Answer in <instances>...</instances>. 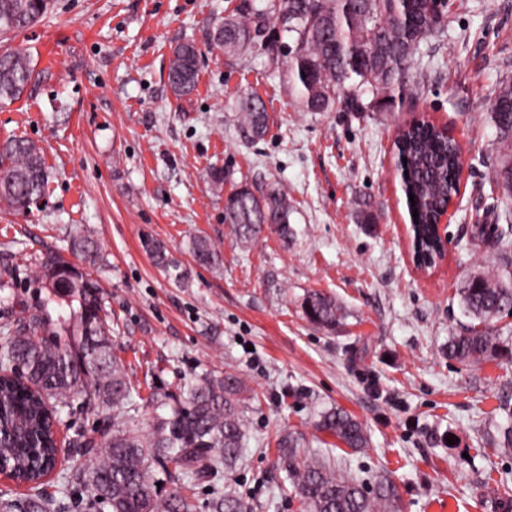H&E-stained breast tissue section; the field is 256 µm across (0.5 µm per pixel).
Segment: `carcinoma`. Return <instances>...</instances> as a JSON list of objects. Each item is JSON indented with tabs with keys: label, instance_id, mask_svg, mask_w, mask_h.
<instances>
[{
	"label": "carcinoma",
	"instance_id": "cac0c4a2",
	"mask_svg": "<svg viewBox=\"0 0 512 512\" xmlns=\"http://www.w3.org/2000/svg\"><path fill=\"white\" fill-rule=\"evenodd\" d=\"M50 0H0V35L21 32L48 10ZM278 22L295 35L288 74L307 112H326L343 101L352 112H366L381 100L404 95L405 75L421 43L443 32L444 14L435 0H276L258 8L245 3L241 12L224 18L212 41L235 56L255 44L267 23ZM200 51L193 42L173 50L168 82L179 97L196 86ZM35 67L26 48L0 54V102L19 99L32 81ZM244 125L259 139L266 132L263 102L244 99L239 107ZM490 119L507 153L495 173L498 192L512 201V81L498 88ZM398 170L409 212H418L419 245L434 252L426 224L453 191L459 159L453 143L429 124L405 131L397 145ZM48 171L37 146L15 138L0 147V201L27 210L45 195ZM288 195L273 189L262 197L241 185L224 201L225 223L237 238L259 237L266 224L289 232ZM496 245L501 273L471 275L461 288L465 313L476 320L448 338V359L468 365L504 356L489 322L512 311V208H506ZM145 246L156 263L178 269L164 244ZM75 251L104 263L97 243L85 234ZM195 262L218 269L221 252L210 241L192 243ZM43 287L68 307L52 318L43 310L17 325L0 347V464L29 494L1 501L0 512H51L52 501L41 490L57 462L53 426L58 415L76 406L102 415L97 434L70 442L76 458L70 478L110 512H195L191 485L200 479L224 480L243 454L242 382L238 377L201 375L187 379L175 392L153 390L143 397L121 359L103 315L98 284L57 256L43 262ZM306 317L333 327L340 314L336 302L310 293L303 302ZM24 380L12 378L14 367ZM149 409L151 424L138 422L140 408ZM353 451L368 446L363 425L352 415L333 409L317 423ZM303 438L290 433L277 440L279 459L288 472L292 493L307 512H402L396 484L388 478L371 482L340 473L334 465L301 453ZM162 473L173 487L161 495ZM212 512H250L243 500L227 494L211 502Z\"/></svg>",
	"mask_w": 512,
	"mask_h": 512
}]
</instances>
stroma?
Wrapping results in <instances>:
<instances>
[{"label":"stroma","instance_id":"35a3bbf8","mask_svg":"<svg viewBox=\"0 0 512 512\" xmlns=\"http://www.w3.org/2000/svg\"><path fill=\"white\" fill-rule=\"evenodd\" d=\"M243 3L54 0L35 25L0 40V51L29 48L35 66L22 98L0 104V144L35 142L51 172L37 207L0 204V344L23 317L58 312L41 266L71 258L74 239L92 234L107 263L80 269L101 286L115 352L141 393L210 372L242 382L243 457L224 482L196 486V512L227 493L251 512H303L277 461L288 433L344 472L390 477L403 512H500L512 453L494 441L512 420V365H463L444 348L469 323L463 282L500 271L478 230L507 205L494 187L502 146L489 113L512 80V0H446L449 25L416 54L413 92L367 112L302 111L288 75L294 37L277 23L254 49L225 56L211 33ZM188 40L202 52L198 82L179 98L169 59ZM247 96L268 114L258 140L238 112ZM415 119L446 128L462 152L448 256L425 274L409 254L394 147ZM241 185L259 197L285 189L288 238L272 228L236 238L224 200ZM148 237L167 246L183 280L153 263ZM197 237L219 246L220 269L194 262ZM312 291L340 305L334 328L305 318ZM335 408L365 426L368 448L317 430Z\"/></svg>","mask_w":512,"mask_h":512}]
</instances>
